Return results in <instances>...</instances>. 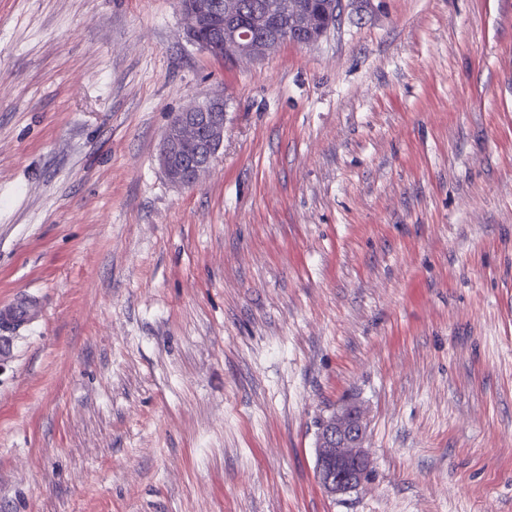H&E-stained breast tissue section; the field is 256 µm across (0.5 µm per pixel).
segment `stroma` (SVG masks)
<instances>
[{
	"label": "stroma",
	"instance_id": "stroma-1",
	"mask_svg": "<svg viewBox=\"0 0 512 512\" xmlns=\"http://www.w3.org/2000/svg\"><path fill=\"white\" fill-rule=\"evenodd\" d=\"M223 91L200 185L173 115ZM0 512H512V0H347L232 66L179 0H0ZM365 413L367 478L316 479ZM224 95L178 112L168 125L159 151V163L173 184L193 187L218 158L224 145ZM205 162L195 165L194 161ZM366 425L357 407L341 408L323 420L317 435L316 474L323 490L344 495L365 479L370 461L363 448Z\"/></svg>",
	"mask_w": 512,
	"mask_h": 512
}]
</instances>
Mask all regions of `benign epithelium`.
Instances as JSON below:
<instances>
[{
    "label": "benign epithelium",
    "mask_w": 512,
    "mask_h": 512,
    "mask_svg": "<svg viewBox=\"0 0 512 512\" xmlns=\"http://www.w3.org/2000/svg\"><path fill=\"white\" fill-rule=\"evenodd\" d=\"M344 0H321L312 12L305 0H277L244 13L239 0H224L219 9L204 0H181L188 38L205 52L234 61H259L283 43H317L340 15ZM204 28L214 31L210 43L198 39ZM224 95L177 113L168 125L159 151V163L170 182L193 187L218 158L224 145ZM366 425L356 407L342 408L324 420L317 435L316 474L323 490L344 495L365 479L370 461L363 448Z\"/></svg>",
    "instance_id": "benign-epithelium-1"
}]
</instances>
